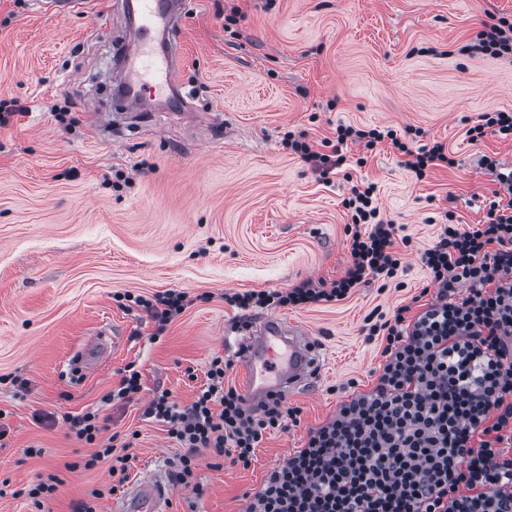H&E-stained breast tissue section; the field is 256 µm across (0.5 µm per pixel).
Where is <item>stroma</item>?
<instances>
[{
  "label": "stroma",
  "mask_w": 512,
  "mask_h": 512,
  "mask_svg": "<svg viewBox=\"0 0 512 512\" xmlns=\"http://www.w3.org/2000/svg\"><path fill=\"white\" fill-rule=\"evenodd\" d=\"M233 6L242 17L228 30ZM489 11L512 21V0H202L182 36L188 109L158 112L148 137L113 97V52L130 36L121 8L87 0L84 13L50 16L32 0H0V512H38L20 490L50 473L65 479L50 512L108 486L107 464L65 469L92 452L67 423L91 408L132 438L131 479L167 469L179 449L143 415L153 392L194 399L225 333L257 315L228 295L343 275L344 200L360 181L408 238L402 271L342 301L282 308L325 363L287 400L301 407L300 425L267 435L247 468L217 469L201 453L202 494L176 487L170 512H244L247 493L346 400L350 379L373 387L382 357L361 333L365 316L392 315L429 285L420 254L446 220L483 223L499 189L484 157L512 169L511 140L466 136L480 113L512 111V62L463 51ZM340 123L393 130L416 147L442 142L456 165L419 179L390 142L352 145L362 165L325 182L282 143L294 131L320 146ZM169 289L194 302L156 340L153 321L115 299ZM104 320L115 346L84 381L70 380L64 360ZM131 362L142 391L105 402Z\"/></svg>",
  "instance_id": "obj_1"
}]
</instances>
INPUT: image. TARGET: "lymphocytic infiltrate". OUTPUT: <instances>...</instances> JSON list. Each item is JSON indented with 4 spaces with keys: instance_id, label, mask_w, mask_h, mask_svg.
Here are the masks:
<instances>
[{
    "instance_id": "obj_1",
    "label": "lymphocytic infiltrate",
    "mask_w": 512,
    "mask_h": 512,
    "mask_svg": "<svg viewBox=\"0 0 512 512\" xmlns=\"http://www.w3.org/2000/svg\"><path fill=\"white\" fill-rule=\"evenodd\" d=\"M464 50L512 56V22L488 14ZM386 140L416 177L456 164L443 143L414 148L395 131L350 124L337 125L335 139L324 140L320 151L292 135L287 144L325 180L346 168L349 145L370 150ZM344 205L351 213L344 276L327 287L306 280L285 292L237 293L230 303L304 308L393 279L401 265L399 225L381 217L373 186H351ZM420 261L436 288L434 299L418 312L407 303L391 317L364 319L366 340L382 346L375 386L352 393L328 421L309 428L302 448L250 494L246 512H512V199L491 201L484 223L442 225ZM122 298L160 333L189 305L187 295L174 290ZM230 367L213 357L190 404L180 405L164 390L144 411L182 449L172 463L177 485L192 486L200 450H208L214 467L227 461L246 467L267 434L300 422V407L283 402L245 407L241 393L225 382ZM68 422L76 438L94 448L82 468L105 462L114 478L72 509L97 512L95 500L115 495L126 482L130 456L106 436L98 411Z\"/></svg>"
}]
</instances>
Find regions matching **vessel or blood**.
<instances>
[{
  "label": "vessel or blood",
  "mask_w": 512,
  "mask_h": 512,
  "mask_svg": "<svg viewBox=\"0 0 512 512\" xmlns=\"http://www.w3.org/2000/svg\"><path fill=\"white\" fill-rule=\"evenodd\" d=\"M200 0H123L134 37L120 47L123 77L115 89L126 108L134 110L146 97L164 100L168 111L183 108L180 69L182 32ZM110 332L100 329L97 339L68 360L70 371L86 375L104 357ZM225 349L239 372L241 394L250 408L286 398L321 374L319 345L301 325L279 315H268L251 325L245 336L226 342ZM173 488L165 474L132 482L113 498L110 512H169Z\"/></svg>",
  "instance_id": "1"
}]
</instances>
